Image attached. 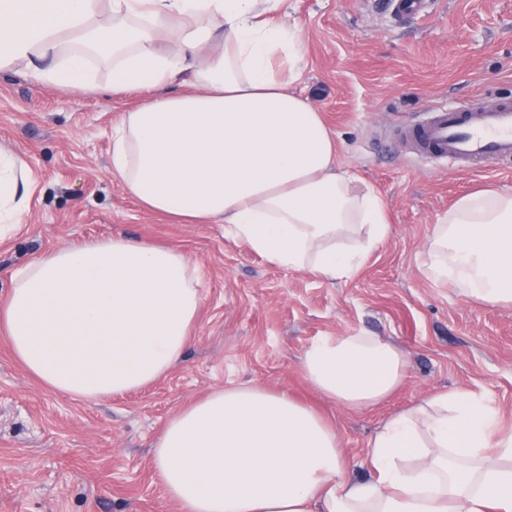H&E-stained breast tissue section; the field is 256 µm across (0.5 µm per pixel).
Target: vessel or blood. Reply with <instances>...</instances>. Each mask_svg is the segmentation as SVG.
Masks as SVG:
<instances>
[{
	"instance_id": "vessel-or-blood-1",
	"label": "vessel or blood",
	"mask_w": 512,
	"mask_h": 512,
	"mask_svg": "<svg viewBox=\"0 0 512 512\" xmlns=\"http://www.w3.org/2000/svg\"><path fill=\"white\" fill-rule=\"evenodd\" d=\"M418 156L444 158L466 169L490 160L512 159V101L496 100L466 107L434 106L426 119L402 130Z\"/></svg>"
}]
</instances>
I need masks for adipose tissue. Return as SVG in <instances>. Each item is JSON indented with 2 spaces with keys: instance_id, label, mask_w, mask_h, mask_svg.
I'll return each instance as SVG.
<instances>
[{
  "instance_id": "adipose-tissue-1",
  "label": "adipose tissue",
  "mask_w": 512,
  "mask_h": 512,
  "mask_svg": "<svg viewBox=\"0 0 512 512\" xmlns=\"http://www.w3.org/2000/svg\"><path fill=\"white\" fill-rule=\"evenodd\" d=\"M276 0H0V72L145 97L112 131L113 177L144 209L226 224L252 252L331 280L357 274L390 235L384 202L338 160L294 88V32ZM191 90H184V83ZM30 172L0 150V217H17ZM438 283L512 307V194L482 190L440 216L424 257ZM0 328L46 388L97 399L180 364L202 297L184 252L121 235L41 254L11 274ZM300 371L349 410L387 403L408 361L363 332L316 339ZM180 512H512V426L474 393L436 389L393 412L368 445V476L337 428L285 391L238 385L179 410L154 445Z\"/></svg>"
}]
</instances>
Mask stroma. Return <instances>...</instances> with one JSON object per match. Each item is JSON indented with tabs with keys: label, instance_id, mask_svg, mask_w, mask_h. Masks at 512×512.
I'll use <instances>...</instances> for the list:
<instances>
[{
	"label": "stroma",
	"instance_id": "obj_1",
	"mask_svg": "<svg viewBox=\"0 0 512 512\" xmlns=\"http://www.w3.org/2000/svg\"><path fill=\"white\" fill-rule=\"evenodd\" d=\"M269 18L295 31L297 85L333 132L343 166L384 201L392 232L354 276L326 281L268 263L225 224H183L141 208L112 178V129L137 92L107 70L69 90L0 73V149L33 186L20 223L0 226V299L11 272L42 252L123 234L177 248L200 271L203 307L180 365L151 386L85 402L45 388L0 334V512H178L152 468L169 418L216 388L285 391L336 423L364 473L384 420L437 388H464L512 419V308L432 281L421 255L461 196L512 192V162L463 170L412 154L397 128L442 101L512 100V0H279ZM358 330L393 341L408 379L390 403L351 411L316 395L298 362L317 337Z\"/></svg>",
	"mask_w": 512,
	"mask_h": 512
}]
</instances>
